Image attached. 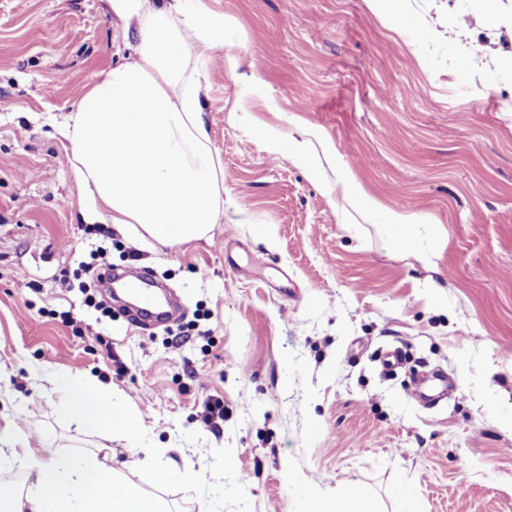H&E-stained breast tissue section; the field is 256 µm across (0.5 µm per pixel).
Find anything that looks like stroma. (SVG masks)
I'll return each mask as SVG.
<instances>
[{"label":"stroma","instance_id":"35a3bbf8","mask_svg":"<svg viewBox=\"0 0 512 512\" xmlns=\"http://www.w3.org/2000/svg\"><path fill=\"white\" fill-rule=\"evenodd\" d=\"M183 2L224 25L198 65L224 217L173 246L97 218L186 307L145 329L60 279L101 243L60 125L136 34L108 0H0V429L34 464L124 456L59 419L64 370L140 413L152 461L211 462L158 488L172 512H318L349 484L376 512H512V0Z\"/></svg>","mask_w":512,"mask_h":512}]
</instances>
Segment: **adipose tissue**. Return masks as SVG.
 Segmentation results:
<instances>
[{"instance_id":"1","label":"adipose tissue","mask_w":512,"mask_h":512,"mask_svg":"<svg viewBox=\"0 0 512 512\" xmlns=\"http://www.w3.org/2000/svg\"><path fill=\"white\" fill-rule=\"evenodd\" d=\"M124 27L134 28L133 55L80 98L64 135L72 167L94 208L112 223L136 224L174 245L207 236L224 216V176L201 120V84L191 56L222 41L207 10L183 15L180 0H108ZM193 31L187 45L183 32ZM60 414L90 431L118 433L129 446L122 460L91 453L71 461L51 457L36 466L27 486L0 483V512H170L130 480L148 467L137 456V413L114 411L109 385L68 372L56 374Z\"/></svg>"}]
</instances>
